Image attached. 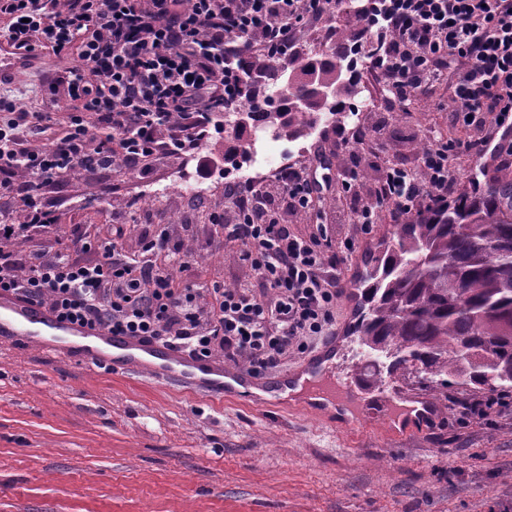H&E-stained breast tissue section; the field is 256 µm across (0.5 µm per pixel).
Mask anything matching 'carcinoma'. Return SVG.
<instances>
[{
    "label": "carcinoma",
    "instance_id": "carcinoma-1",
    "mask_svg": "<svg viewBox=\"0 0 512 512\" xmlns=\"http://www.w3.org/2000/svg\"><path fill=\"white\" fill-rule=\"evenodd\" d=\"M351 42L344 32L328 58L297 63L273 113L282 134L301 135L352 96L341 79ZM379 248L358 281L349 333L383 379L407 375L436 393L512 390V166L475 192L405 216Z\"/></svg>",
    "mask_w": 512,
    "mask_h": 512
}]
</instances>
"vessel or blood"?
Returning <instances> with one entry per match:
<instances>
[{"mask_svg":"<svg viewBox=\"0 0 512 512\" xmlns=\"http://www.w3.org/2000/svg\"><path fill=\"white\" fill-rule=\"evenodd\" d=\"M31 59V52L0 39V79L25 69ZM0 335L29 336L35 338L37 345L64 355L75 349L73 339L80 338L84 341L78 348L81 356L116 371L151 366L156 374L177 380L185 387L204 390L214 398L233 400L251 398L258 392L276 399L300 389L313 397L315 406H346L352 411V423L363 419L356 397L358 381L328 370L336 357V343L332 340L323 343L299 368L270 377L256 376L219 361L193 360L177 349L61 321L48 307L26 303L4 292L0 293Z\"/></svg>","mask_w":512,"mask_h":512,"instance_id":"obj_1","label":"vessel or blood"}]
</instances>
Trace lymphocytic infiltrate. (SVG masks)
Masks as SVG:
<instances>
[{
    "mask_svg": "<svg viewBox=\"0 0 512 512\" xmlns=\"http://www.w3.org/2000/svg\"><path fill=\"white\" fill-rule=\"evenodd\" d=\"M337 0H0V38L28 51L75 54L78 66L48 78L68 103L55 113L18 110L0 96V199L18 205L24 223L0 210V292L51 308L62 321L162 343L207 360L246 362L262 375L315 351L336 333L338 268L354 247L336 248L325 228L307 236L280 223L232 183L236 204L226 237L243 245L256 283L209 289L198 298L179 287L184 254L167 235L147 239L143 259L118 249L92 263L38 248L4 250L28 229L53 224L46 190L82 170L119 164L148 168L164 153H186L211 135L212 115L232 105L261 106L246 76L253 59L266 67L292 59L305 21ZM364 31L376 55L370 73L399 108L455 67L447 109L467 139H437L412 161L378 168L372 194L388 203L392 223L447 204L455 156L482 157L500 130L512 129V0H370ZM46 134L34 148L31 133ZM281 184L292 210L309 211L321 190L312 174L289 169ZM376 203V205H377ZM376 205L357 210L363 230Z\"/></svg>",
    "mask_w": 512,
    "mask_h": 512,
    "instance_id": "lymphocytic-infiltrate-1",
    "label": "lymphocytic infiltrate"
}]
</instances>
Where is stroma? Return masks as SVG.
<instances>
[{"mask_svg":"<svg viewBox=\"0 0 512 512\" xmlns=\"http://www.w3.org/2000/svg\"><path fill=\"white\" fill-rule=\"evenodd\" d=\"M76 64L71 55L43 58L4 89L18 109L65 113L66 101L52 100L41 79ZM453 80L444 75L394 112L359 74L355 85L375 98V109L357 126H320L301 141L297 166L328 185L311 211L292 212L278 183L260 184V202L294 232L306 236L322 224L336 242L354 241L344 287L391 229L384 216L368 233L353 222L377 168L409 159L417 143L463 137L443 108ZM255 126L248 118L207 138L211 171L195 175L206 188L201 195L172 181L184 154L161 156L145 172L119 164L77 173L47 192L55 224L31 230L12 250L47 243L64 252L88 232L133 257L144 239L163 232L186 254L177 272L182 286L252 282L241 244L225 239L212 216L235 221L216 174L238 169L235 148ZM357 128L367 133L365 149H337L339 135ZM346 180L351 190L343 189ZM112 184L118 192L103 194ZM149 185L162 192L147 202L141 189ZM398 389L401 406L432 399L434 418L409 431L372 416L353 426L299 398L224 401L145 369L114 371L1 336L0 512H512V420L471 419L411 380Z\"/></svg>","mask_w":512,"mask_h":512,"instance_id":"obj_1","label":"stroma"}]
</instances>
